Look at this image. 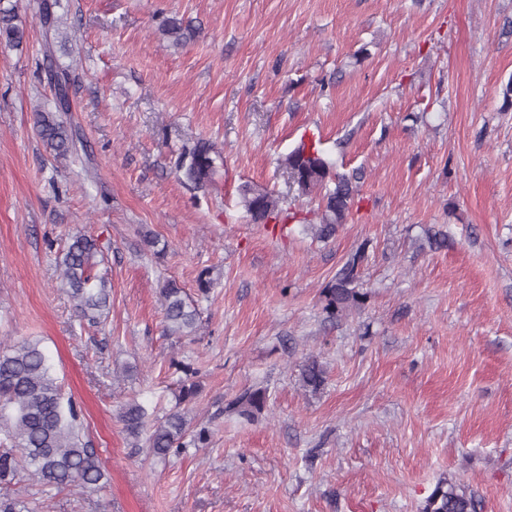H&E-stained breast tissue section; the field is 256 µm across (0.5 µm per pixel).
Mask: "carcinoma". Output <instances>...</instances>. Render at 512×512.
I'll return each mask as SVG.
<instances>
[{
    "label": "carcinoma",
    "instance_id": "cac0c4a2",
    "mask_svg": "<svg viewBox=\"0 0 512 512\" xmlns=\"http://www.w3.org/2000/svg\"><path fill=\"white\" fill-rule=\"evenodd\" d=\"M57 6L55 0L50 4L39 0L37 16L48 31L56 30ZM16 21L14 7L0 6V42L16 47L22 45L24 28ZM162 31L179 46L195 35L193 29L177 18L166 19ZM50 78L55 82L54 111L36 113V131L54 152V157L75 156L84 149V143L63 118L71 111L69 72L52 69ZM215 154L214 144L199 140L179 156L176 168L188 182L202 188L215 172ZM279 164L287 174L289 188L301 196L317 194L321 197L316 223L310 225L314 237L324 242L333 238L339 227L347 223L358 194V176L337 171L312 141L298 145L283 156ZM240 204L252 223L266 224L279 219L284 198L246 184L240 191ZM98 253L94 239L76 235L58 260L62 288L74 302L77 316L90 323L99 322L110 305V290L105 279H100L97 288L88 287L91 279L88 270ZM364 257V251H356L327 286L324 310L330 316L364 300L366 293L360 291L358 275ZM159 293L166 334L194 335L200 316L196 308L186 302L183 288L168 280L159 288ZM301 378L303 386L313 391L321 388L325 381L324 369L316 358L311 356L305 360ZM197 392L196 382H181L177 395L179 407L161 418L153 416L135 400L127 403L119 420L131 446L140 447V438L146 433L148 451L162 459L182 454L188 442L196 448L205 447L210 439L209 429L192 425L189 409L183 407ZM266 401V390L248 388L231 400L225 411L252 419L263 411ZM21 467L30 472L37 484L59 491L73 487L93 490L104 476L96 449L85 439L81 406L64 394L37 341H26L0 352V512H28L23 502L9 497L10 487ZM422 512H481V504L475 495L457 489L442 478L426 498Z\"/></svg>",
    "mask_w": 512,
    "mask_h": 512
}]
</instances>
